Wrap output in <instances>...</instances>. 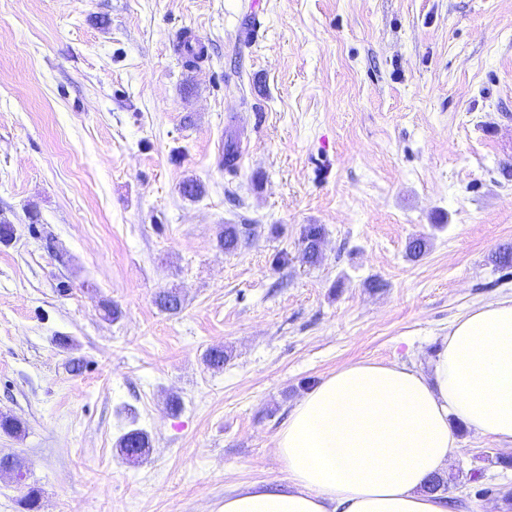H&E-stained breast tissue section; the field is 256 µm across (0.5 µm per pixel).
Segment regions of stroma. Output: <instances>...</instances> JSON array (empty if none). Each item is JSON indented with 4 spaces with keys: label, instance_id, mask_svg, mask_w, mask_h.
<instances>
[{
    "label": "stroma",
    "instance_id": "1",
    "mask_svg": "<svg viewBox=\"0 0 512 512\" xmlns=\"http://www.w3.org/2000/svg\"><path fill=\"white\" fill-rule=\"evenodd\" d=\"M509 166L512 0H0V413L24 425L0 455L29 461L39 512H221L283 483L274 437L306 392L358 361L425 366L454 318L512 298L490 261ZM225 224L253 228L233 254ZM454 430L453 512H502L475 492L512 467ZM324 227L320 224H307L302 231V259L310 264L318 261V245L324 237ZM118 448L121 455L126 461L130 457V453L142 448H150L148 435L140 429H131L124 433L118 440Z\"/></svg>",
    "mask_w": 512,
    "mask_h": 512
}]
</instances>
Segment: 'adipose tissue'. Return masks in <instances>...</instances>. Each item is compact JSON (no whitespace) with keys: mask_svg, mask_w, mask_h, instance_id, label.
Here are the masks:
<instances>
[{"mask_svg":"<svg viewBox=\"0 0 512 512\" xmlns=\"http://www.w3.org/2000/svg\"><path fill=\"white\" fill-rule=\"evenodd\" d=\"M457 422L512 447V298L457 316L427 367L328 376L274 438L285 484L235 487L222 512H450L425 486L459 455Z\"/></svg>","mask_w":512,"mask_h":512,"instance_id":"adipose-tissue-1","label":"adipose tissue"}]
</instances>
